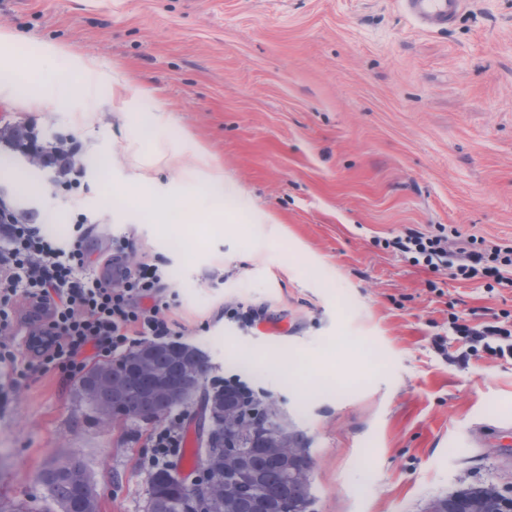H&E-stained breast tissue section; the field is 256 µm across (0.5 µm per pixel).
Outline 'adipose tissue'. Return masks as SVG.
Masks as SVG:
<instances>
[{
    "label": "adipose tissue",
    "instance_id": "adipose-tissue-1",
    "mask_svg": "<svg viewBox=\"0 0 512 512\" xmlns=\"http://www.w3.org/2000/svg\"><path fill=\"white\" fill-rule=\"evenodd\" d=\"M36 56L38 61H52L66 57L70 71L79 77L92 78L94 82H107L111 85L110 102L113 111L125 115L149 113L153 125L163 126L165 115L156 103L151 88L140 83L110 77L109 73L96 70L92 63L82 56L64 54L61 47L53 43L40 44ZM37 61V63H38ZM37 63L20 62L17 57H0V96L4 98H27L36 104H47L58 108L67 107L69 98L65 88L46 89L49 75L39 69ZM195 172L199 175V186L208 199L212 212L230 211L253 224L272 223V216L254 205L243 189L235 181L224 175V168L214 162L208 149L194 145Z\"/></svg>",
    "mask_w": 512,
    "mask_h": 512
}]
</instances>
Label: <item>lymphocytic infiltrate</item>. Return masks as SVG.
<instances>
[{
    "label": "lymphocytic infiltrate",
    "instance_id": "1",
    "mask_svg": "<svg viewBox=\"0 0 512 512\" xmlns=\"http://www.w3.org/2000/svg\"><path fill=\"white\" fill-rule=\"evenodd\" d=\"M85 222L83 213H76L72 239L63 243L40 225L0 221V335H12L22 321L30 335L51 339L44 349L28 346L11 355V362L32 373L76 375L84 369L86 353L109 358L176 333L164 265L147 253L130 261L136 242L128 234L113 237L105 252L91 258ZM384 246L430 272L449 269L464 279L480 276L500 284L512 270V242L489 247L472 236L460 247L441 228L428 234L410 230ZM452 329L471 342V355L512 356L511 329L472 325L459 316L453 317ZM146 445L144 468L177 465L184 445L181 418L152 429Z\"/></svg>",
    "mask_w": 512,
    "mask_h": 512
}]
</instances>
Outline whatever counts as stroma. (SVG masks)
<instances>
[{
    "mask_svg": "<svg viewBox=\"0 0 512 512\" xmlns=\"http://www.w3.org/2000/svg\"><path fill=\"white\" fill-rule=\"evenodd\" d=\"M1 28L13 54L55 42L153 89L167 129L141 139L80 78L68 110L0 98V128L71 142L84 170L71 194L0 144L38 190L0 186L64 242L82 210L91 256L131 232L165 262L181 341L303 434L315 512H427L463 487L512 489V449L492 437L512 426V358L463 359L448 324L512 313V285L435 275L384 246L438 224L512 240V0H466L439 32L402 0H0ZM194 141L274 223H209L187 172L150 165ZM142 171L175 201L164 223L126 203ZM235 301L267 306L268 322L219 319ZM149 430L103 426L77 380L0 361V512H48L37 475L68 456L86 462L98 512H143Z\"/></svg>",
    "mask_w": 512,
    "mask_h": 512,
    "instance_id": "35a3bbf8",
    "label": "stroma"
}]
</instances>
